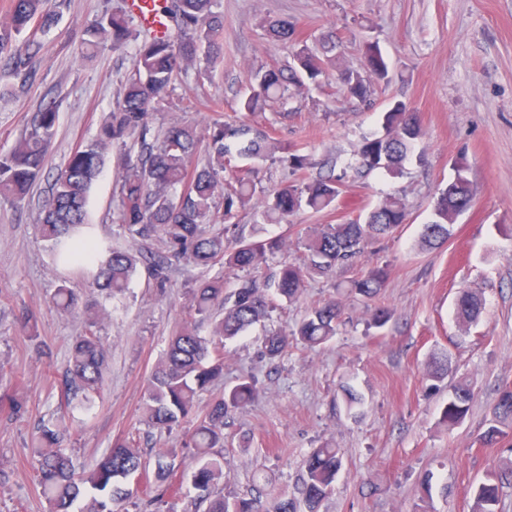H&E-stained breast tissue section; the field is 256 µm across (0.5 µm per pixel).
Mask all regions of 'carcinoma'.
<instances>
[{"mask_svg": "<svg viewBox=\"0 0 512 512\" xmlns=\"http://www.w3.org/2000/svg\"><path fill=\"white\" fill-rule=\"evenodd\" d=\"M49 0H11L7 21L0 22V58L6 60L10 77L22 90L36 76L35 62L42 50L45 31L58 22ZM158 13L166 20L164 32L141 34L133 19L123 13H104L84 30L85 54L100 46L114 49L133 46L132 71L124 78L123 96L102 122L89 145L78 148L68 162L52 174L50 191L43 201L37 229L56 262L90 269V288L110 302L122 299L138 266L147 269L156 285L166 286L171 262L184 261L202 270L216 264L241 269L247 275L233 291H224V279L202 277L193 290L188 318L171 337L165 359L147 381L145 410L150 423L170 432L187 427L195 411L198 393L215 386L224 376V344L258 322L270 319L275 299H295L308 278L329 277L336 270L358 263L369 245L387 236L407 220L404 198L386 199L364 214L341 224H317L301 239L305 260L301 264L282 258L274 274L260 279L253 272L281 251V239L224 236L220 229L205 234L201 224H232L238 209L255 195L259 164L272 161L296 173L312 167V158L295 146L253 129L243 121L213 120L203 134L178 123L162 136L155 135L150 112L166 101L178 73L197 67H215L224 56V14L217 0H160ZM267 34L291 44L294 65L262 67L252 74L249 92L238 110L254 115L276 104L288 106L290 99L318 84L326 67L337 65L336 43L327 38L313 51L287 19L268 22ZM350 98L365 102L370 96L368 78L389 81V66L379 48L366 43L358 69H339ZM58 107L50 104L35 113L6 153H0V199L23 201L46 171L56 135ZM421 127L416 113L403 101H394L382 114V133L365 136L355 151V166L383 170L393 177L405 172L413 155ZM139 146L125 151L127 141ZM122 149L118 223L131 241L158 235L167 255L148 257L140 250L112 248L95 238L88 223V191L100 173L104 154ZM205 152V163L195 161ZM458 162L455 178L448 182L433 204L431 219L423 226L420 245L435 248L448 240L449 225L473 200V187ZM342 177L328 174L285 184L264 196L257 214L269 222H281L307 210L321 212L334 206L341 194ZM387 271L373 267L351 281V292L367 300L385 287ZM55 307L64 313H88V327L71 345L63 374V412L41 424L35 438L37 489L48 502L49 512H80L83 498L105 492L107 498H92L90 512H123L133 497L128 483L146 469L147 461L128 442H117L89 473L76 472L69 449L62 447L65 420L87 415L94 407L107 366V348L96 327L111 316L106 305L89 303L66 284L56 288ZM343 304L331 299L310 308L291 332L276 331L266 337L264 356L274 361L288 346L301 343L316 347L336 335ZM483 309L480 294L461 293L457 318L463 328L476 322ZM212 322L210 334L201 336L196 324ZM256 396L253 380L243 377L216 396L192 427L186 431L190 462L166 450L154 456V483L145 487L154 512H176L180 491L197 493L194 503H208L207 512H319L343 466L339 448H314L303 459L302 497L284 498L269 508L257 496L224 497L213 488L224 476L221 460L212 449L224 447V418L250 404ZM474 398L467 383L454 386L442 410V423L453 428L463 422ZM494 423L484 434L488 444L499 442L512 429V388L505 387L493 409ZM512 482V459L486 474L473 495L471 512H499L503 487Z\"/></svg>", "mask_w": 512, "mask_h": 512, "instance_id": "1", "label": "carcinoma"}]
</instances>
